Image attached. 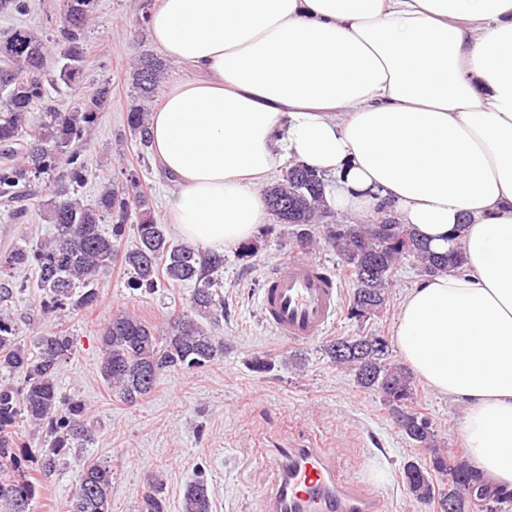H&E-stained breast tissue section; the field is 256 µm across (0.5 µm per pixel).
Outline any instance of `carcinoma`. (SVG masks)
Here are the masks:
<instances>
[{"instance_id": "obj_1", "label": "carcinoma", "mask_w": 512, "mask_h": 512, "mask_svg": "<svg viewBox=\"0 0 512 512\" xmlns=\"http://www.w3.org/2000/svg\"><path fill=\"white\" fill-rule=\"evenodd\" d=\"M98 0H62L51 29L59 48L54 69H47L46 43L29 28L18 25L0 34V206L17 219L28 213L26 202L45 193L40 215L53 225V235L35 243H17L0 255V304L16 293L11 273L31 268L45 314L59 319L77 315L98 303L95 284L115 261H120L127 285L151 292L159 287L192 286L180 308L167 319L163 334L128 312L112 315L100 336V374L121 402L135 405L155 390L166 372L197 370L224 357V341L214 330L224 321V254L180 243L158 222L151 195L137 172L130 169L99 175L89 169L83 152L100 114L112 100V83L87 91L76 105L62 112L45 83L77 89L90 63L87 32ZM166 70L165 61L146 54L129 72L137 103L126 112V125L140 154L150 147L148 103ZM41 112L36 125L31 112ZM101 184L91 203L78 195L90 180ZM322 175L295 164L282 179L262 191L267 211L278 224L293 227L302 245L324 229L355 282L348 314L353 319L375 316L386 308L387 287L405 257H414L425 276L462 265L460 252L434 254L409 228L384 209L380 224L318 225L325 207ZM112 223V235L102 229ZM135 231V244L120 245L125 226ZM76 351L75 338L65 330L48 331L33 348L17 339L10 313L0 309V512H31L43 482L64 464L69 448L93 440L86 403L59 393V369ZM330 361L353 373L357 385L383 397L393 420L410 444L430 452L429 461L414 458L403 465L410 496L435 503L439 512H502L512 494L492 487L464 461L448 459L433 447L435 423L414 407L410 372L391 360L389 343L376 333L341 337L326 345ZM29 422L45 428L38 465L23 464L29 447L17 432ZM157 475L146 479L144 512H166ZM112 468L90 462L82 470L67 512H111ZM182 512H211L207 481L200 474L186 485Z\"/></svg>"}]
</instances>
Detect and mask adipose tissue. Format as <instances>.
I'll return each mask as SVG.
<instances>
[{
  "label": "adipose tissue",
  "instance_id": "1",
  "mask_svg": "<svg viewBox=\"0 0 512 512\" xmlns=\"http://www.w3.org/2000/svg\"><path fill=\"white\" fill-rule=\"evenodd\" d=\"M149 35L197 72L151 116L180 237L250 238L293 159L335 177L337 211L388 202L430 251L461 249L394 342L465 402L469 463L512 491V0H160Z\"/></svg>",
  "mask_w": 512,
  "mask_h": 512
}]
</instances>
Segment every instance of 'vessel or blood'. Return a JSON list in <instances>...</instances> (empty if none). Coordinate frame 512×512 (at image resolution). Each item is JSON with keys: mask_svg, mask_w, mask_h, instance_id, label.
<instances>
[{"mask_svg": "<svg viewBox=\"0 0 512 512\" xmlns=\"http://www.w3.org/2000/svg\"><path fill=\"white\" fill-rule=\"evenodd\" d=\"M340 281L316 261L293 255L270 271L258 302L269 328L305 345L334 323L341 302ZM277 484L262 512H382V501L362 479H348L307 438L290 442L275 463Z\"/></svg>", "mask_w": 512, "mask_h": 512, "instance_id": "b4317fda", "label": "vessel or blood"}]
</instances>
